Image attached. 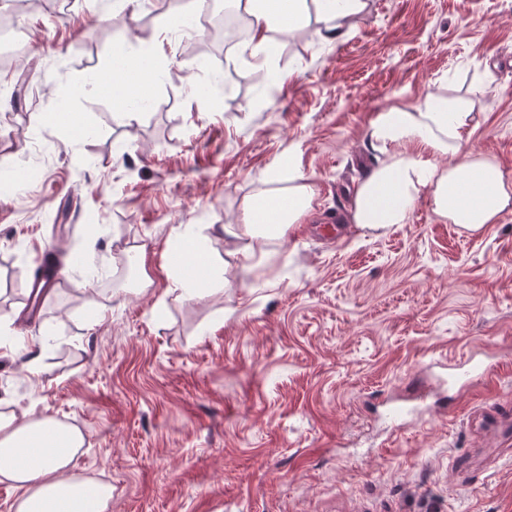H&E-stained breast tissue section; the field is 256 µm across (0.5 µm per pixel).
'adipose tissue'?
<instances>
[{"label": "adipose tissue", "instance_id": "obj_1", "mask_svg": "<svg viewBox=\"0 0 512 512\" xmlns=\"http://www.w3.org/2000/svg\"><path fill=\"white\" fill-rule=\"evenodd\" d=\"M253 17L256 56L269 53L273 32L300 29L315 12L323 39L343 32L345 19L361 11L362 0H245ZM474 114L468 102L440 92L418 105L392 107L371 122L367 137L375 165L359 181L345 215L350 224L380 232L409 223L421 200L440 220L471 231L499 221L512 208V185L494 160L467 147ZM318 188L313 177L288 174L284 188L263 189L247 200L225 235L245 238L238 253L256 268L268 246L312 210ZM85 445L81 430L56 417L0 412V482L18 492L16 512H107L109 483L75 474L73 462Z\"/></svg>", "mask_w": 512, "mask_h": 512}]
</instances>
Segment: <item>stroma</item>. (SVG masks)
<instances>
[{
	"instance_id": "35a3bbf8",
	"label": "stroma",
	"mask_w": 512,
	"mask_h": 512,
	"mask_svg": "<svg viewBox=\"0 0 512 512\" xmlns=\"http://www.w3.org/2000/svg\"><path fill=\"white\" fill-rule=\"evenodd\" d=\"M112 2L23 17L29 51L0 70V165L19 173L0 191V328L54 342L33 366L0 355V399L83 431L75 471L111 483L108 512H512V446L467 425L512 410V375L439 391L400 434L385 418L423 364L512 358V210L477 235L425 201L379 234L344 220L377 112L432 91L473 103L468 146L512 184V0H365L332 42L308 18L273 36L271 85L243 44L190 55L236 0ZM118 56L166 75L132 122L97 89ZM292 167L314 208L246 267L214 229ZM187 224L227 285L180 301ZM138 245L144 270L113 285ZM44 252L63 284L24 323Z\"/></svg>"
}]
</instances>
